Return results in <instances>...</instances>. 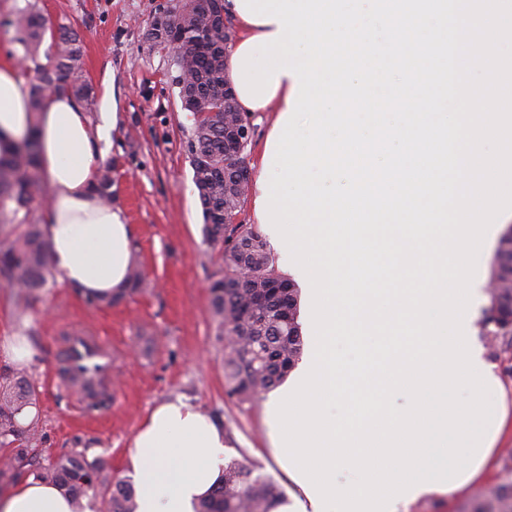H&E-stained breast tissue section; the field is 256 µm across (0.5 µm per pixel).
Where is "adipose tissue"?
Returning a JSON list of instances; mask_svg holds the SVG:
<instances>
[{"label":"adipose tissue","mask_w":512,"mask_h":512,"mask_svg":"<svg viewBox=\"0 0 512 512\" xmlns=\"http://www.w3.org/2000/svg\"><path fill=\"white\" fill-rule=\"evenodd\" d=\"M28 103L20 65L0 60V155L30 127L38 128L51 196L42 216L50 264L81 296H111L127 278L132 231L125 213L104 203L96 186L98 161L119 114L106 101L90 112L62 92L49 94L36 116ZM127 465L137 489L136 512H195L224 469V434L192 406L164 402L137 431ZM0 512H73V506L57 487L30 477L0 494Z\"/></svg>","instance_id":"ef3b65f1"}]
</instances>
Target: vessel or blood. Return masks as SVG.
<instances>
[{
	"label": "vessel or blood",
	"mask_w": 512,
	"mask_h": 512,
	"mask_svg": "<svg viewBox=\"0 0 512 512\" xmlns=\"http://www.w3.org/2000/svg\"><path fill=\"white\" fill-rule=\"evenodd\" d=\"M115 359L111 343L97 334L76 330L66 336L62 346V371L66 380L76 382L82 404L94 401L102 408L111 405Z\"/></svg>",
	"instance_id": "obj_1"
}]
</instances>
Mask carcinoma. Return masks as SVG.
Returning a JSON list of instances; mask_svg holds the SVG:
<instances>
[{"label": "carcinoma", "instance_id": "carcinoma-1", "mask_svg": "<svg viewBox=\"0 0 512 512\" xmlns=\"http://www.w3.org/2000/svg\"><path fill=\"white\" fill-rule=\"evenodd\" d=\"M224 0H185L165 15L166 24L178 26L179 47L159 41L171 50L173 80L180 94L200 100L207 111L191 112L192 138L188 153L201 204L207 243L222 250L224 267L209 288L210 312L221 345L227 393L241 403L283 383L301 359L304 340L298 322V291L278 269L259 228L240 220L246 196L227 185L229 168L224 156V37L221 13ZM7 24L20 34L25 54L36 57L45 35H50L52 65L38 69L39 83L32 88L31 112L42 109L44 89L88 100L93 88L84 69V52L77 35L47 31L41 16L25 7ZM40 144L32 134L7 156H0V215L11 213L17 229L0 250V277L10 288L17 308L25 310L53 277L48 245L33 208L34 193L43 175L38 162ZM112 167L99 170L97 188L103 201L112 200ZM144 273L132 262L125 288L94 301L110 306L142 290ZM36 400L35 387L17 373L0 376V448L9 452L0 461V489L27 476L56 485L83 512L88 491H108L103 512H136L133 485L112 472L106 458L88 463L71 451L44 456L32 429L18 422L24 407ZM21 441L23 447L13 444ZM284 491L264 467L246 458L224 463V471L203 498L196 512H274ZM471 512H512V481H503L475 497Z\"/></svg>", "mask_w": 512, "mask_h": 512}]
</instances>
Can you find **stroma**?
Segmentation results:
<instances>
[{"instance_id":"35a3bbf8","label":"stroma","mask_w":512,"mask_h":512,"mask_svg":"<svg viewBox=\"0 0 512 512\" xmlns=\"http://www.w3.org/2000/svg\"><path fill=\"white\" fill-rule=\"evenodd\" d=\"M162 2L0 0V59L22 56L19 35L7 21L31 7L48 27L78 35L94 88L90 111H98L106 95L117 103L121 120L105 162L113 168L114 203L132 226L133 256L146 277L141 292L101 308L57 279L21 312L0 287V331L20 329L39 351L28 364L0 359V374L23 372L37 387L32 424L43 452L106 457L115 473L128 476L135 433L158 404L179 398L231 426L228 456L245 452L284 486L287 465L274 456L268 435V395L241 404L225 393L209 307V285L224 260L204 240L187 150L192 122L171 82L170 55L147 36ZM73 328L99 332L119 353L111 412L83 415L72 406L59 370L62 342Z\"/></svg>"}]
</instances>
